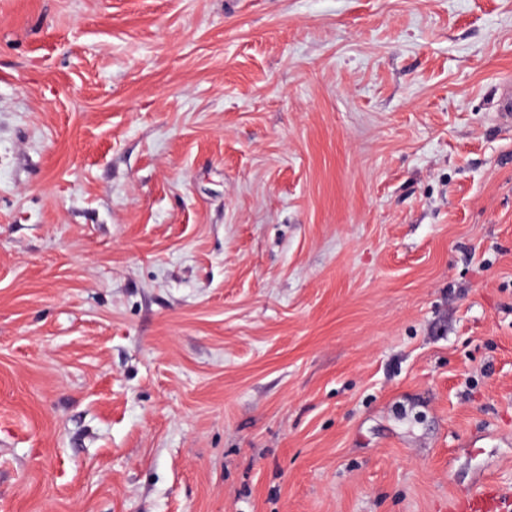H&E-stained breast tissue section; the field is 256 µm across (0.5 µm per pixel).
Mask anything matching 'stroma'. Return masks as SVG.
I'll return each instance as SVG.
<instances>
[{"instance_id":"1","label":"stroma","mask_w":512,"mask_h":512,"mask_svg":"<svg viewBox=\"0 0 512 512\" xmlns=\"http://www.w3.org/2000/svg\"><path fill=\"white\" fill-rule=\"evenodd\" d=\"M512 0H0V512L512 501Z\"/></svg>"}]
</instances>
